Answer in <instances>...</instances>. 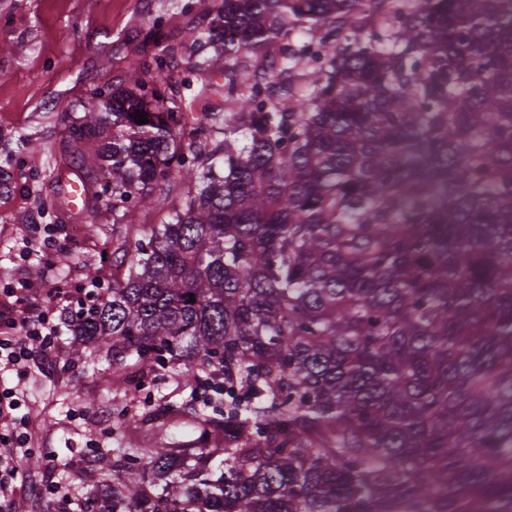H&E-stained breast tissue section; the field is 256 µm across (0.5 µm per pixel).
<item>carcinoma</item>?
Wrapping results in <instances>:
<instances>
[{"label": "carcinoma", "instance_id": "1", "mask_svg": "<svg viewBox=\"0 0 512 512\" xmlns=\"http://www.w3.org/2000/svg\"><path fill=\"white\" fill-rule=\"evenodd\" d=\"M202 37L239 111L188 126L159 58L68 130L128 264L76 335L229 403L101 456L93 512H512V0H224ZM171 188H164L160 191L157 188L154 194L160 200L154 206L149 208L131 207L126 213L123 224H164L170 220L169 214L175 208L181 207L182 203V187L181 184L173 182L170 184ZM137 226L143 228V226Z\"/></svg>", "mask_w": 512, "mask_h": 512}]
</instances>
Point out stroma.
<instances>
[{
	"label": "stroma",
	"instance_id": "1",
	"mask_svg": "<svg viewBox=\"0 0 512 512\" xmlns=\"http://www.w3.org/2000/svg\"><path fill=\"white\" fill-rule=\"evenodd\" d=\"M223 0H0V144L26 136L15 154L12 185L0 194V333L26 310V290L41 291L43 275L61 286L48 309L53 318L74 315L89 266L100 269V295L124 270L112 260V195L96 172L85 206L72 207L56 183L90 140L70 141L68 129L96 91L151 80L157 57L168 65L167 104L195 122L208 112H235L225 99L219 45L198 43ZM213 59L196 69L201 57ZM182 203L180 183L159 193L149 208L133 207L128 224H162ZM78 342L58 333L49 359L28 371L0 374L21 401L28 420L29 453L7 493L17 512H82L94 462L116 448L196 439L192 418L223 407L224 397L192 396L182 370L162 369L158 379L133 380L132 366L114 365L96 344H82L85 358L71 363ZM181 407L178 422L159 407ZM69 491L50 497L51 485Z\"/></svg>",
	"mask_w": 512,
	"mask_h": 512
}]
</instances>
